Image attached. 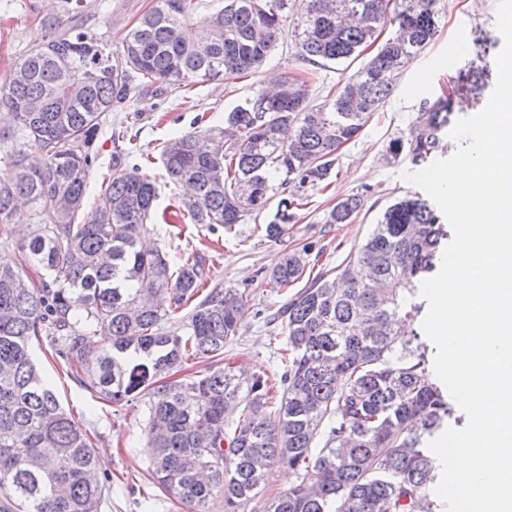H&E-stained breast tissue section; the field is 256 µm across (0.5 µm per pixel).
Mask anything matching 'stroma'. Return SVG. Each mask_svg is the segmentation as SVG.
Returning <instances> with one entry per match:
<instances>
[{
    "label": "stroma",
    "mask_w": 512,
    "mask_h": 512,
    "mask_svg": "<svg viewBox=\"0 0 512 512\" xmlns=\"http://www.w3.org/2000/svg\"><path fill=\"white\" fill-rule=\"evenodd\" d=\"M95 17L89 19L91 30L121 48L132 26L151 7L152 0H86ZM498 0H440L439 32L429 46L411 61L397 80L385 105L375 112L359 136L338 152L337 177L327 189L310 188L306 203L295 210L288 225L285 245L265 239L260 225L274 220L277 200H270L258 216H246L232 230L210 232L201 224H188L176 205L180 189L167 183L157 156L162 142L190 131L194 119L203 127H220L224 117L268 78L301 75L309 71L296 55L291 35H284L279 47L255 75H231L221 81L195 85L187 95L161 97L156 109L144 112L139 121L138 149L153 156L150 174L159 187V207L146 224V238L155 245L176 240L187 249L199 252L209 267L212 281L223 288H246L252 292V313L246 314L235 341L225 347V354L237 364L253 371L281 373L280 346L270 343L271 331L262 316L275 312L290 295L275 283L269 271L282 249L309 247L306 269L315 273L340 265L373 229L380 212L393 198L410 191L404 173L415 166L407 157L386 156L391 140L407 135L420 103L448 93L450 79L459 71L475 65L483 70V87L478 96L464 98L456 109L458 117H469L486 105L497 80L496 57L504 47V38L496 27ZM61 0H0V83L11 67L39 39L40 29L31 24L29 12L52 18L59 14ZM491 37V44L478 42L479 33ZM124 119L123 113H109L93 145L96 161L90 171L89 190L97 192L104 174L112 166V129ZM356 196L363 206L349 224H329L325 218L337 202ZM33 355L65 409L81 421L98 458L99 478L112 488L111 499L101 512H180L147 479L151 451L146 446L147 407L137 398L121 404L97 399L67 371L63 362L40 342Z\"/></svg>",
    "instance_id": "35a3bbf8"
}]
</instances>
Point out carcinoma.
<instances>
[{"mask_svg": "<svg viewBox=\"0 0 512 512\" xmlns=\"http://www.w3.org/2000/svg\"><path fill=\"white\" fill-rule=\"evenodd\" d=\"M39 21L41 36L0 86V244L11 218L32 208L34 230L0 252V512H101L106 488L95 449L40 373L32 342L44 337L81 369V382L118 404L147 398L149 480L184 512H436L441 464L429 449L454 418L414 322L423 281L441 266L449 232L417 193L397 197L334 275L315 277L273 321L287 338L278 408L265 372L224 362V347L251 308V293L214 288L197 304L206 271L192 253L145 249L144 224L159 198L136 149L139 110L112 128V174L84 223L92 147L103 117L131 99L257 72L293 18L294 47L319 67L356 59L385 24L392 35L321 104L308 80L285 77L274 93L245 98L224 127L166 140L165 177L190 192L179 214L226 230L263 211L280 178L283 197L266 239L288 233L302 191L328 180L337 150L357 138L390 97L403 68L435 38L439 0H153L121 49L88 31L84 0H61ZM476 89L459 74L452 93L423 101L406 137L387 153L415 165L447 149L454 96ZM349 197L326 217L349 224ZM303 254L284 251L270 276L298 281ZM184 323L167 328L187 306ZM98 338L89 358L86 344ZM193 356L216 363L203 375L168 379ZM286 466L294 485L264 497L268 469Z\"/></svg>", "mask_w": 512, "mask_h": 512, "instance_id": "carcinoma-1", "label": "carcinoma"}]
</instances>
